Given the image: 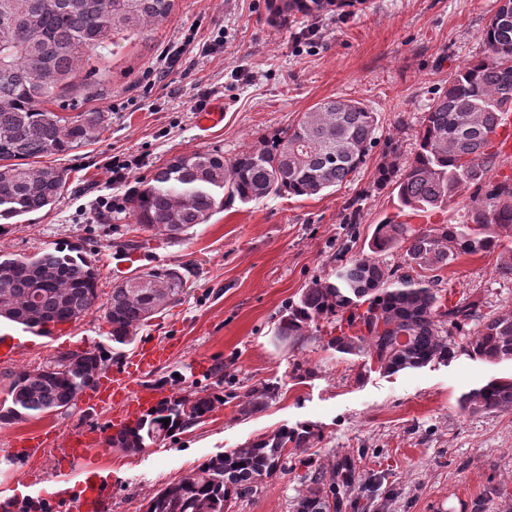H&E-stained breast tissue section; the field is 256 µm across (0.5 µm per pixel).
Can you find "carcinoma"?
<instances>
[{"mask_svg": "<svg viewBox=\"0 0 512 512\" xmlns=\"http://www.w3.org/2000/svg\"><path fill=\"white\" fill-rule=\"evenodd\" d=\"M0 28L17 37L0 40V220L53 205L66 191L64 171L41 158L64 154L95 141L103 128L100 110H79L102 95L101 70L87 68L103 57L117 36L129 38L166 20L175 0H0ZM365 0H271L283 22L351 13ZM485 52L448 77L428 108L413 159L397 162L384 143L374 173L379 187L393 186L398 217L376 225L369 253L350 258L335 279L315 281L288 306L275 330L295 343L336 321L328 345L362 354L388 372L446 361L457 352L492 362L512 356V310L486 317L477 300L453 303L442 287L443 272L463 255L501 251L499 275L512 277V176L498 172L490 151L499 117L512 112V0L484 29ZM79 110L61 116L65 110ZM376 113L355 99L314 105L297 123L262 136L230 159L213 152L177 157L156 168L130 200L137 223L175 237L207 223L224 200L242 203L274 196L306 197L351 180L376 147ZM468 196L464 224H430L435 211ZM403 251L395 270L381 256ZM188 264L149 267L117 283L105 304L112 341L127 344L148 319L181 300ZM97 269L83 249L67 245L32 258L0 260V318L27 328L68 323L98 300ZM40 291L38 300L33 290ZM475 325V330L468 329ZM462 335L456 342L453 333ZM109 361L102 349L61 353L44 365L15 375L9 405L0 422L13 423L67 409L96 383ZM268 392L253 388L241 411L264 404ZM212 395H176L135 425L110 439V446L137 453L185 431L209 416ZM475 412L512 410V380L491 381L463 399ZM170 419L169 424L163 420ZM311 431L282 430L207 460L201 469L168 484L144 505V512H224L232 496H251L264 478L281 470L288 448L308 445ZM349 487L336 468L314 478L293 504V512H335Z\"/></svg>", "mask_w": 512, "mask_h": 512, "instance_id": "cac0c4a2", "label": "carcinoma"}]
</instances>
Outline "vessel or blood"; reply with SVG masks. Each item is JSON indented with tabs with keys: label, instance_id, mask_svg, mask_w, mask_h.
I'll return each instance as SVG.
<instances>
[{
	"label": "vessel or blood",
	"instance_id": "1",
	"mask_svg": "<svg viewBox=\"0 0 512 512\" xmlns=\"http://www.w3.org/2000/svg\"><path fill=\"white\" fill-rule=\"evenodd\" d=\"M173 353L172 345H142L134 362L133 370H119L109 382H98L80 396L84 410L96 411L112 402L124 403L128 415L139 416L151 412L167 398V391L144 385L143 374L151 372ZM121 426L120 418H113L106 431H87L70 436L61 450V455L70 461L83 460L93 449L103 445L108 435L116 433ZM109 483L99 476L76 488L61 491L60 500L65 512H103Z\"/></svg>",
	"mask_w": 512,
	"mask_h": 512
}]
</instances>
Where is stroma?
<instances>
[{
    "label": "stroma",
    "instance_id": "35a3bbf8",
    "mask_svg": "<svg viewBox=\"0 0 512 512\" xmlns=\"http://www.w3.org/2000/svg\"><path fill=\"white\" fill-rule=\"evenodd\" d=\"M500 0H366L350 15L303 24L277 23L269 0H176L170 17L140 37L115 40L102 66L104 130L89 145L53 155L67 192L52 206L6 220L0 257H32L80 244L99 269L100 304L49 339L0 322L18 338L19 357L0 363V400L12 374L61 352L102 349L109 369L130 365L144 343L179 344L145 375L175 394L216 396L196 426L137 453L106 446L80 464L57 453L68 436L108 425L121 405L88 412L76 405L0 424V495L52 507L54 488L98 474L109 477L108 512H140L160 489L195 473L210 458L281 429L314 433L304 452L264 479L256 495L232 498L227 512H292L311 475L350 470V501L341 512H506L512 502V411L469 412L462 397L494 379L512 378V360L465 353L395 374L361 355L329 347V333L278 342L289 303L312 282L367 252L377 224L395 212L391 187L374 183L377 157L350 182L321 195L269 196L227 203L208 223L171 239L144 231L129 208L102 207L131 196L170 158L216 151L230 158L261 135L294 125L325 99L358 100L375 112L380 140L403 158L415 150L420 120L449 74L480 58L483 31ZM220 49L201 55L200 45ZM185 51L161 61L172 45ZM223 119L201 126L202 111ZM137 159L125 182L113 181V158ZM499 252L460 257L444 272L454 300L481 297L482 311L512 308V279L498 276ZM192 263L185 293L136 331L132 343L111 337L102 302L112 287L145 267ZM267 387L262 409L241 413L244 394ZM39 436L41 455L12 448Z\"/></svg>",
    "mask_w": 512,
    "mask_h": 512
}]
</instances>
